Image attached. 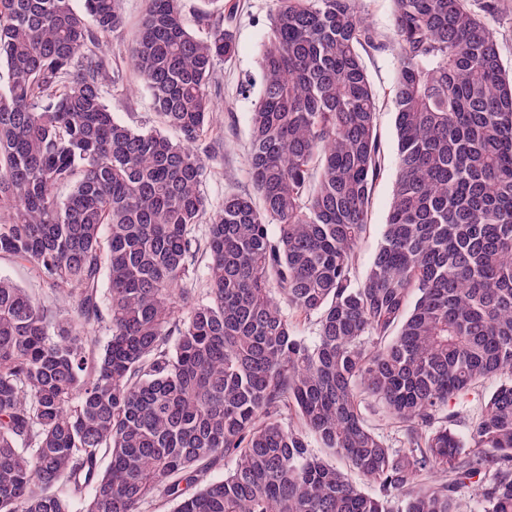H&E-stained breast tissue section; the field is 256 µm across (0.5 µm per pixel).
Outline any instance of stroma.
<instances>
[{
	"label": "stroma",
	"instance_id": "obj_1",
	"mask_svg": "<svg viewBox=\"0 0 512 512\" xmlns=\"http://www.w3.org/2000/svg\"><path fill=\"white\" fill-rule=\"evenodd\" d=\"M224 5L232 10L224 25L235 37L236 53L232 59L215 63L209 91L220 114L209 138L200 144L201 151L208 156L201 191L212 210L222 205L227 193L252 189L246 154L254 99L242 95L241 89L260 80L263 44L276 0H224ZM144 7V0H124V24L107 38L103 48L114 74L112 84L105 88L104 101L117 121L134 128L160 124L149 92L126 62V48ZM361 7L378 35L377 45L363 50L362 58L377 97L378 133L386 171L374 191L369 227L357 248L356 273L360 276L364 275L381 239L392 198L397 151L395 112L389 95L396 76V52L391 42L392 0H363Z\"/></svg>",
	"mask_w": 512,
	"mask_h": 512
}]
</instances>
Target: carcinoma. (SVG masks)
I'll return each mask as SVG.
<instances>
[{
  "mask_svg": "<svg viewBox=\"0 0 512 512\" xmlns=\"http://www.w3.org/2000/svg\"><path fill=\"white\" fill-rule=\"evenodd\" d=\"M145 2L126 58L177 142L103 101L122 0H0V254L50 289L0 277V512H462L463 487L512 512V76L485 20L500 0H393L398 169L360 281L384 171L360 56L377 33L360 0H277L255 194L204 225L202 289L196 145L236 45L207 12L193 34L182 0ZM365 416L370 424L379 428L381 432L387 437L388 443L392 448L401 449L405 448L404 440L401 434L395 432L386 426V420L383 416L380 407L374 403L366 405Z\"/></svg>",
  "mask_w": 512,
  "mask_h": 512,
  "instance_id": "1",
  "label": "carcinoma"
}]
</instances>
